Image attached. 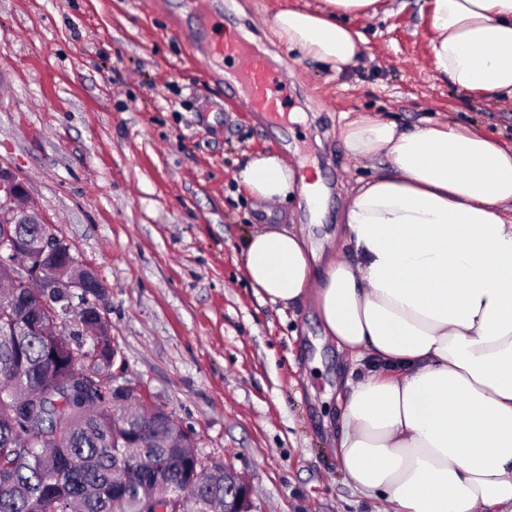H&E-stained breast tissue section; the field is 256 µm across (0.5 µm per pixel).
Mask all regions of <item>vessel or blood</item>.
Masks as SVG:
<instances>
[{"label": "vessel or blood", "instance_id": "b4317fda", "mask_svg": "<svg viewBox=\"0 0 512 512\" xmlns=\"http://www.w3.org/2000/svg\"><path fill=\"white\" fill-rule=\"evenodd\" d=\"M215 50L235 63L238 80L249 88L244 109L266 112L275 118L287 111V101L279 93L280 74L271 70L262 57L254 54L243 37L235 33H224L216 41Z\"/></svg>", "mask_w": 512, "mask_h": 512}]
</instances>
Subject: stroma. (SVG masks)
<instances>
[{
    "label": "stroma",
    "instance_id": "35a3bbf8",
    "mask_svg": "<svg viewBox=\"0 0 512 512\" xmlns=\"http://www.w3.org/2000/svg\"><path fill=\"white\" fill-rule=\"evenodd\" d=\"M323 0H0V166L67 240L105 293L112 387L192 431L204 465L246 476L251 512H386L353 488L333 446L352 366L322 344L312 305L260 299L242 268L262 224L300 225L325 256L347 191L369 167L346 150L347 119L409 128L447 117L512 139V105L436 79L419 0L354 26L356 64L330 76L292 56L274 12ZM242 33L279 68L287 121L224 106L229 69L214 30ZM318 178L320 223L297 201L256 209L234 174L259 151Z\"/></svg>",
    "mask_w": 512,
    "mask_h": 512
}]
</instances>
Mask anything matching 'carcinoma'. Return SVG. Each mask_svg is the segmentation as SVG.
Wrapping results in <instances>:
<instances>
[{
	"instance_id": "carcinoma-1",
	"label": "carcinoma",
	"mask_w": 512,
	"mask_h": 512,
	"mask_svg": "<svg viewBox=\"0 0 512 512\" xmlns=\"http://www.w3.org/2000/svg\"><path fill=\"white\" fill-rule=\"evenodd\" d=\"M24 249L40 238L11 227ZM95 293L78 310L60 291L18 288L0 309V512H153L176 498L181 512H224V466L202 467L191 434L116 407L103 380L112 358L106 318L89 320ZM78 320L91 333L72 343L30 314Z\"/></svg>"
}]
</instances>
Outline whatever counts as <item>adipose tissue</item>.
Listing matches in <instances>:
<instances>
[{"instance_id": "1", "label": "adipose tissue", "mask_w": 512, "mask_h": 512, "mask_svg": "<svg viewBox=\"0 0 512 512\" xmlns=\"http://www.w3.org/2000/svg\"><path fill=\"white\" fill-rule=\"evenodd\" d=\"M386 0L277 11L288 51L341 73L366 38L354 18ZM435 76L467 96L512 101V0H423ZM349 153L373 159L338 235L349 262L303 234L261 229L243 267L256 295L314 306L326 340L381 370L349 380L336 441L345 473L394 512H512V142L457 121L411 129L357 114ZM235 181L263 204L309 186L277 152Z\"/></svg>"}]
</instances>
